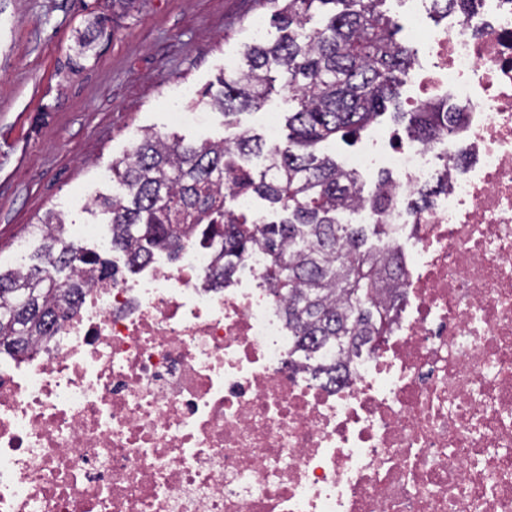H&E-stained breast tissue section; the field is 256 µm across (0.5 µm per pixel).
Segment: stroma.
<instances>
[{
  "label": "stroma",
  "mask_w": 512,
  "mask_h": 512,
  "mask_svg": "<svg viewBox=\"0 0 512 512\" xmlns=\"http://www.w3.org/2000/svg\"><path fill=\"white\" fill-rule=\"evenodd\" d=\"M110 19L82 65L89 19ZM276 34L258 0H0V264L32 256L31 224L64 211L75 245L98 225V194L122 195L112 163L141 128L200 142L224 136L205 87L245 44Z\"/></svg>",
  "instance_id": "35a3bbf8"
}]
</instances>
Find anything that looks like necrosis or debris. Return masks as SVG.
Segmentation results:
<instances>
[{
  "instance_id": "obj_1",
  "label": "necrosis or debris",
  "mask_w": 512,
  "mask_h": 512,
  "mask_svg": "<svg viewBox=\"0 0 512 512\" xmlns=\"http://www.w3.org/2000/svg\"><path fill=\"white\" fill-rule=\"evenodd\" d=\"M399 2L416 80L460 120L344 157L389 179L351 209L389 229L387 336L312 384L261 248L221 282L204 236L154 251L0 365V512H512V0L437 27Z\"/></svg>"
}]
</instances>
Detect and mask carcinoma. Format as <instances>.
<instances>
[{
	"label": "carcinoma",
	"instance_id": "obj_1",
	"mask_svg": "<svg viewBox=\"0 0 512 512\" xmlns=\"http://www.w3.org/2000/svg\"><path fill=\"white\" fill-rule=\"evenodd\" d=\"M270 11L275 39L245 46L243 65L224 73L208 106L224 114L225 130L241 112L261 108L281 89L294 103L288 113V146H269L258 135L231 133L201 143L162 136L147 128L132 152L112 164L127 197L103 195L95 208L110 225L112 249L129 267L163 248L178 255L182 237L197 231L217 241L224 274L253 245L268 254L267 279L285 302L295 351L315 360L324 349L344 358L350 349L390 328L391 292L398 272L367 246L366 226L340 224L336 214L362 201L357 178L328 157L318 144L353 134L395 100L411 65V49L396 40L393 20L378 9L384 0H260ZM337 10L309 27L315 13ZM104 31V19L88 22L77 39L78 55ZM448 104L433 102L409 113V127L426 142L451 133ZM264 157L263 170L246 166ZM256 195L286 213L278 224H250L232 210L233 197ZM40 246L28 267L0 265V354L24 356L37 337L83 294L87 281L75 262L88 264L102 279L114 267L68 239V220L49 211L33 225ZM342 363L316 365L325 384L340 378Z\"/></svg>",
	"mask_w": 512,
	"mask_h": 512
}]
</instances>
